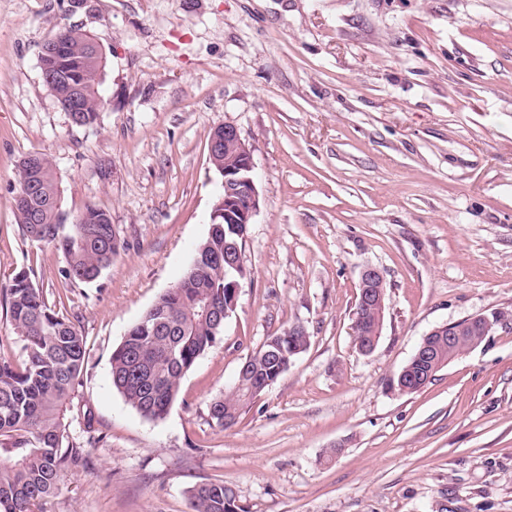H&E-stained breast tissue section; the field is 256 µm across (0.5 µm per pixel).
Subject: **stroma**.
Instances as JSON below:
<instances>
[{"label":"stroma","mask_w":512,"mask_h":512,"mask_svg":"<svg viewBox=\"0 0 512 512\" xmlns=\"http://www.w3.org/2000/svg\"><path fill=\"white\" fill-rule=\"evenodd\" d=\"M65 25L107 53L88 126L43 81ZM227 123L254 147L249 275L151 421L113 388L112 350L207 237ZM37 152L67 217L112 216L120 247L93 283H66L16 221V166ZM370 266L388 310L365 355ZM23 268L86 338L69 436L87 438L81 405L101 438L39 512H190L189 488L219 480L245 512H512V0H0V289ZM478 314L497 318L479 346L392 389L427 333ZM295 324L307 349L212 423L241 361ZM355 322H353V333L355 342L358 340H369L373 336H364V334L374 333L378 328V320L373 311L363 309L360 306L359 299L354 310Z\"/></svg>","instance_id":"obj_1"}]
</instances>
